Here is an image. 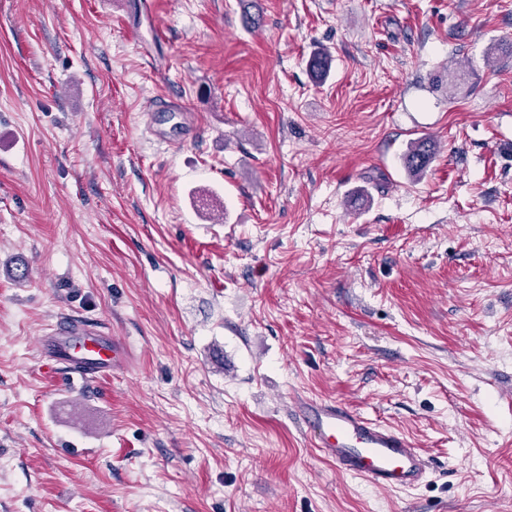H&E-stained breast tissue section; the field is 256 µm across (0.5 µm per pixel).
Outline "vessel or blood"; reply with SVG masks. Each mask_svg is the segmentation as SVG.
<instances>
[{
  "label": "vessel or blood",
  "instance_id": "vessel-or-blood-1",
  "mask_svg": "<svg viewBox=\"0 0 512 512\" xmlns=\"http://www.w3.org/2000/svg\"><path fill=\"white\" fill-rule=\"evenodd\" d=\"M51 333L59 338L60 358L80 374L112 373L125 364L120 345L101 344L76 323L57 321ZM295 406L319 452L340 473L388 490L414 488L425 481L428 462L401 432L332 401L300 399Z\"/></svg>",
  "mask_w": 512,
  "mask_h": 512
}]
</instances>
